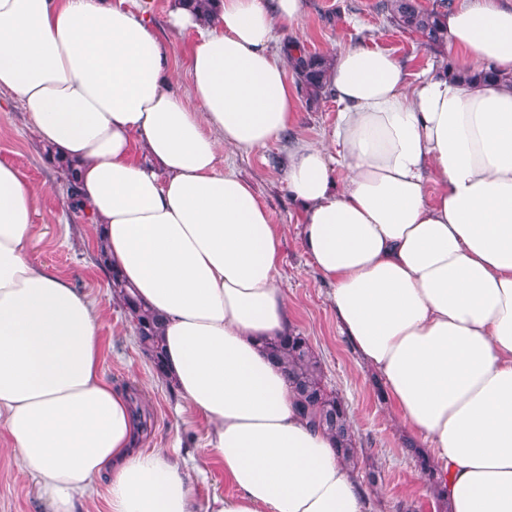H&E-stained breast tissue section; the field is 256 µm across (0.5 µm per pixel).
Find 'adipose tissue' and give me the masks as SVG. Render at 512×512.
Instances as JSON below:
<instances>
[{"mask_svg": "<svg viewBox=\"0 0 512 512\" xmlns=\"http://www.w3.org/2000/svg\"><path fill=\"white\" fill-rule=\"evenodd\" d=\"M305 0H172L195 32L184 77L118 0H0V92L79 164L112 266L162 319L170 385L207 423L229 494L197 509L188 462L134 449L133 405L101 371V312L29 255L44 190L0 160V423L52 512L108 481L109 512H367L336 443L294 409L263 348L292 327L282 235L222 154L286 142L285 180L336 320L439 469L447 512H512V7L445 11L456 71L408 76L351 44L336 119L298 134L277 32ZM504 82H479L485 69ZM189 91H182V82Z\"/></svg>", "mask_w": 512, "mask_h": 512, "instance_id": "obj_1", "label": "adipose tissue"}]
</instances>
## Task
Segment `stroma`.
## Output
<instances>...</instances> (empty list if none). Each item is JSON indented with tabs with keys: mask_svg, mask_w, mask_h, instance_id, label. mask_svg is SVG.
I'll list each match as a JSON object with an SVG mask.
<instances>
[{
	"mask_svg": "<svg viewBox=\"0 0 512 512\" xmlns=\"http://www.w3.org/2000/svg\"><path fill=\"white\" fill-rule=\"evenodd\" d=\"M381 0H308L299 26L283 29L282 40L298 41L307 52L334 56L342 47L361 41L388 52L407 64L409 72L441 67L443 58L424 47L414 33L392 23L380 8ZM133 8L150 16L157 33L171 45V65L184 74V60L194 40L192 33L175 35L167 27L169 0H133ZM31 120L17 101L0 109V159L11 162L26 182L46 187L33 226L31 255L37 262L71 279L90 293L102 312L104 342L102 373L113 386L137 400L146 425L138 436L140 450L168 448L179 443L194 455L206 472L193 480L197 504L212 491L230 492L224 468L206 445V422L192 411L176 413L178 402L171 386L154 371L135 339L123 307L113 297L105 272L97 265L94 224L68 208V186L43 156ZM228 164L255 189L283 235L278 285L286 295L294 328L306 336L322 359L330 388L348 404L357 445L362 450L358 468L368 494L369 512H398L411 503L416 512H439L424 478L405 450L407 438L390 406L375 386L372 373L343 336L330 305L328 286L316 273L300 234V207L291 197L283 170V144L266 150L228 155ZM7 430L0 424V512H50L34 481L18 466L9 449ZM378 471V484L368 475Z\"/></svg>",
	"mask_w": 512,
	"mask_h": 512,
	"instance_id": "stroma-1",
	"label": "stroma"
}]
</instances>
